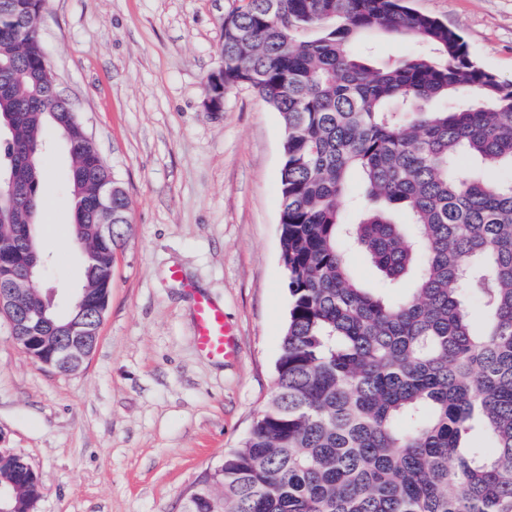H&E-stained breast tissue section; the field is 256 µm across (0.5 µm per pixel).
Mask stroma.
<instances>
[{
	"instance_id": "obj_1",
	"label": "stroma",
	"mask_w": 512,
	"mask_h": 512,
	"mask_svg": "<svg viewBox=\"0 0 512 512\" xmlns=\"http://www.w3.org/2000/svg\"><path fill=\"white\" fill-rule=\"evenodd\" d=\"M240 0H45L58 88L123 184L131 234L112 256L100 338L82 371L31 359L0 320V446L38 475L35 512H183L184 493L239 447L274 391L289 293L280 258L281 116L249 87L207 109L222 19ZM512 80V0H413ZM47 163L41 243L66 297L84 258L63 175ZM179 270L181 280L170 277ZM224 309L238 351L198 348L195 295Z\"/></svg>"
}]
</instances>
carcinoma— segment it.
Returning a JSON list of instances; mask_svg holds the SVG:
<instances>
[{
    "label": "carcinoma",
    "instance_id": "cac0c4a2",
    "mask_svg": "<svg viewBox=\"0 0 512 512\" xmlns=\"http://www.w3.org/2000/svg\"><path fill=\"white\" fill-rule=\"evenodd\" d=\"M44 0L0 12V235L20 252L38 233L49 147L69 137L74 239L110 169L43 87ZM423 47L371 64L370 33ZM224 88L246 85L279 112L280 245L290 308L275 389L240 447L184 512H512V81L409 0H243L224 17ZM357 171L355 224L339 205ZM400 207L409 225L388 207ZM354 246L381 273L361 287ZM414 275L394 300L388 289ZM78 300H53V324Z\"/></svg>",
    "mask_w": 512,
    "mask_h": 512
}]
</instances>
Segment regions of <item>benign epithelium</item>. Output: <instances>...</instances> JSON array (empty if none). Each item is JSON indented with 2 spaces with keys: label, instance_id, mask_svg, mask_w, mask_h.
<instances>
[{
  "label": "benign epithelium",
  "instance_id": "obj_1",
  "mask_svg": "<svg viewBox=\"0 0 512 512\" xmlns=\"http://www.w3.org/2000/svg\"><path fill=\"white\" fill-rule=\"evenodd\" d=\"M212 92L209 95V110L218 112L224 100L223 68L210 74ZM112 184L105 183L98 193V201L92 214V235L85 239L81 249L86 258H98L102 247L112 240V233L119 220L112 208ZM28 271L24 274L13 272V267L0 264V313L7 317L14 341L35 361L52 366L57 372L71 374L79 371L93 352L100 335L108 301L104 300L86 314L84 321H69L56 329L55 334L43 330L47 308L34 309L23 285L33 282L37 257L34 248L26 251ZM14 469L15 480L0 482V512H17L11 505V488L31 477L37 478L32 467L22 462V456L5 448H0V467Z\"/></svg>",
  "mask_w": 512,
  "mask_h": 512
}]
</instances>
